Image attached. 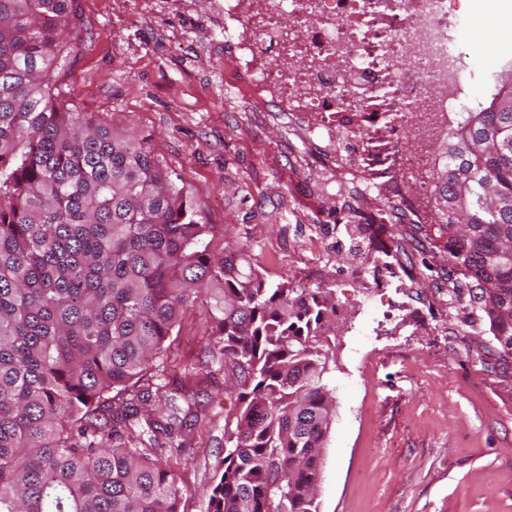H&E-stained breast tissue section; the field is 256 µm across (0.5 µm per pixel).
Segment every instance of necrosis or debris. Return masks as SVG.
Here are the masks:
<instances>
[{
  "mask_svg": "<svg viewBox=\"0 0 512 512\" xmlns=\"http://www.w3.org/2000/svg\"><path fill=\"white\" fill-rule=\"evenodd\" d=\"M218 12L224 48L252 93L291 83L311 88V96L289 99V111L334 112L345 94L377 82V70L365 61L368 17L393 33L394 64L409 65L393 81L395 111L429 120L464 106V66L448 51V31L458 22L449 0H224ZM301 53L316 63L296 73L291 65ZM337 53L346 57L341 71L324 62Z\"/></svg>",
  "mask_w": 512,
  "mask_h": 512,
  "instance_id": "obj_1",
  "label": "necrosis or debris"
}]
</instances>
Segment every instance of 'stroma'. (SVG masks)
<instances>
[{
  "instance_id": "1",
  "label": "stroma",
  "mask_w": 512,
  "mask_h": 512,
  "mask_svg": "<svg viewBox=\"0 0 512 512\" xmlns=\"http://www.w3.org/2000/svg\"><path fill=\"white\" fill-rule=\"evenodd\" d=\"M217 0H76L64 33V108L143 138L179 174L205 224L271 282L330 287L336 321L329 377L336 415L323 450L320 512H512V358L491 332L466 331L471 280H454L433 223L431 173L397 176L401 205L380 186L411 119L389 106L391 78L367 105L336 115L289 112L280 94L229 93ZM451 42L470 75L467 111L488 108L512 72L480 65L485 28L454 0ZM336 118L342 137L310 130ZM195 302L172 332L161 377L179 387L210 372L198 420L170 466L179 512H207L240 404L231 366L206 347L212 328Z\"/></svg>"
}]
</instances>
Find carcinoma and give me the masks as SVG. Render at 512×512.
Instances as JSON below:
<instances>
[{"label":"carcinoma","instance_id":"carcinoma-1","mask_svg":"<svg viewBox=\"0 0 512 512\" xmlns=\"http://www.w3.org/2000/svg\"><path fill=\"white\" fill-rule=\"evenodd\" d=\"M75 19L74 0H0V512H178L164 451L183 429L176 399L190 414L198 392L150 366L202 293L241 403L209 512H319L332 289L270 284L215 252L224 226L200 222L142 139L60 108ZM449 136L467 162L433 169L434 219L512 357V211L473 208L453 228L444 210L473 176L512 200V111L470 112Z\"/></svg>","mask_w":512,"mask_h":512}]
</instances>
